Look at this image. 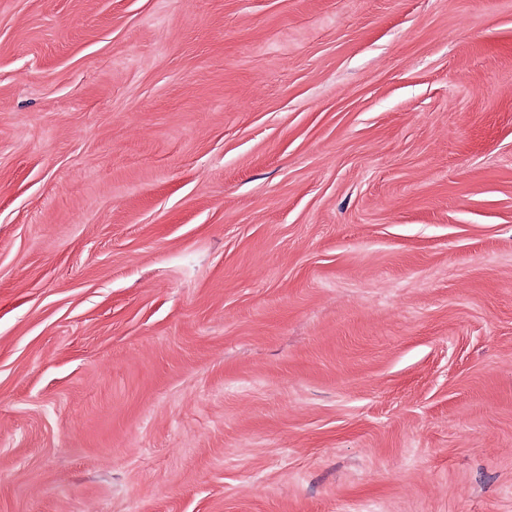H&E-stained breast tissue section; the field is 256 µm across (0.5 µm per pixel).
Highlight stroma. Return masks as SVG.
Listing matches in <instances>:
<instances>
[{"instance_id":"stroma-1","label":"stroma","mask_w":512,"mask_h":512,"mask_svg":"<svg viewBox=\"0 0 512 512\" xmlns=\"http://www.w3.org/2000/svg\"><path fill=\"white\" fill-rule=\"evenodd\" d=\"M0 512H512V0H0Z\"/></svg>"}]
</instances>
